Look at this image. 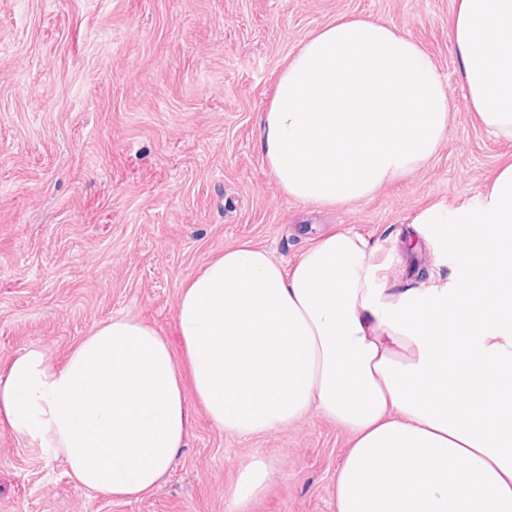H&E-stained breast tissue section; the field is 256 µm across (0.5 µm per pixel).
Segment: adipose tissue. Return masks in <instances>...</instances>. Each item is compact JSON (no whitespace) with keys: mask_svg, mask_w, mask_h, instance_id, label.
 <instances>
[{"mask_svg":"<svg viewBox=\"0 0 512 512\" xmlns=\"http://www.w3.org/2000/svg\"><path fill=\"white\" fill-rule=\"evenodd\" d=\"M449 37L480 124L512 139V0H458ZM448 82L396 27L341 17L279 73L259 147L288 197L364 201L427 165L448 132ZM415 232L463 257L446 280L384 287L362 235L335 231L292 265L251 241L183 286L177 364L155 327L118 316L63 365L41 347L0 371V426L63 458L76 489L138 499L165 484L191 426L182 375L211 422L240 436L310 409L350 449L335 512H512V164L481 200L430 206ZM274 477L242 464L227 492L246 512Z\"/></svg>","mask_w":512,"mask_h":512,"instance_id":"adipose-tissue-1","label":"adipose tissue"}]
</instances>
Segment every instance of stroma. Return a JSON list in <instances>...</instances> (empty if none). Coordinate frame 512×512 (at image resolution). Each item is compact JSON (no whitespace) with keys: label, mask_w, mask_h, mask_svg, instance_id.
Wrapping results in <instances>:
<instances>
[{"label":"stroma","mask_w":512,"mask_h":512,"mask_svg":"<svg viewBox=\"0 0 512 512\" xmlns=\"http://www.w3.org/2000/svg\"><path fill=\"white\" fill-rule=\"evenodd\" d=\"M456 0H0V369L41 346L51 362L98 324L133 317L175 357L182 286L247 239L291 264L320 235L360 233L386 287L449 276L456 251L413 244L425 208L477 201L512 141L485 131L448 33ZM341 16L396 26L448 81L434 159L371 199L303 204L259 150V117L310 32ZM192 427L169 480L139 500L86 495L62 459L0 428V512H227L240 465L275 477L247 512H334L348 433L317 411L251 437L217 429L185 392Z\"/></svg>","instance_id":"35a3bbf8"}]
</instances>
